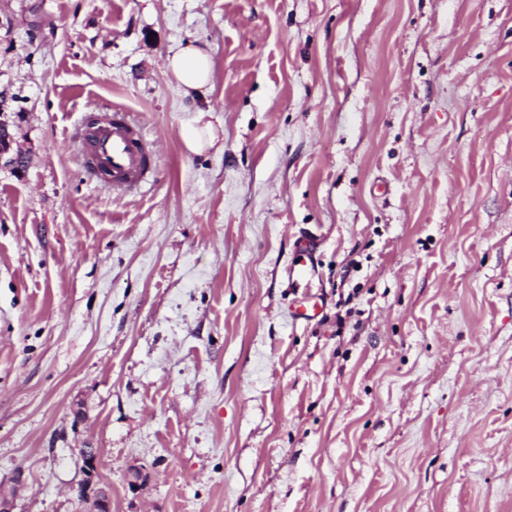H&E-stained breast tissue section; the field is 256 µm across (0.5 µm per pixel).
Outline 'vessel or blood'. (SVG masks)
Listing matches in <instances>:
<instances>
[{"instance_id": "vessel-or-blood-1", "label": "vessel or blood", "mask_w": 512, "mask_h": 512, "mask_svg": "<svg viewBox=\"0 0 512 512\" xmlns=\"http://www.w3.org/2000/svg\"><path fill=\"white\" fill-rule=\"evenodd\" d=\"M81 165L90 180L134 193L154 174L155 151L128 112H83L77 133Z\"/></svg>"}]
</instances>
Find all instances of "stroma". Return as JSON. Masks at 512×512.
I'll list each match as a JSON object with an SVG mask.
<instances>
[{"label":"stroma","instance_id":"stroma-1","mask_svg":"<svg viewBox=\"0 0 512 512\" xmlns=\"http://www.w3.org/2000/svg\"><path fill=\"white\" fill-rule=\"evenodd\" d=\"M0 95L14 512H88L85 448L112 512H512V0H0ZM107 105L139 194L78 160ZM165 67L183 93L194 96L202 94L211 83L214 63L207 48L189 43L168 56ZM81 165L90 180L115 191L138 192L154 174L156 151L128 112H83L77 133ZM23 156L12 149V140L7 125L0 122V164L19 168L23 166ZM316 244L313 242H305L300 246V261L297 265L291 268V275L297 278L307 279L312 276L314 272V253ZM298 266V267H296Z\"/></svg>","mask_w":512,"mask_h":512}]
</instances>
